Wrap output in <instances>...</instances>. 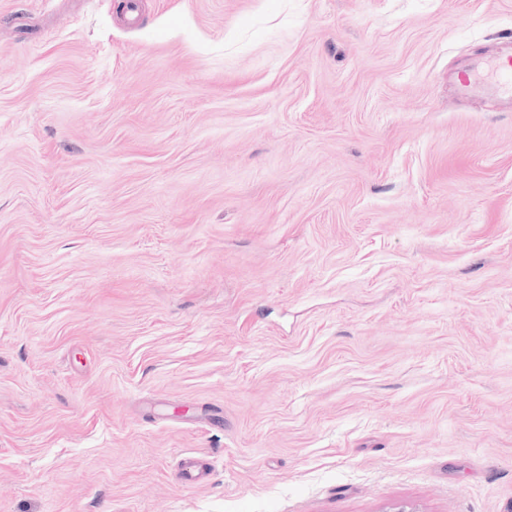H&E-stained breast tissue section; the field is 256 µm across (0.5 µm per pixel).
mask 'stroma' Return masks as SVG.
I'll use <instances>...</instances> for the list:
<instances>
[{
    "instance_id": "1",
    "label": "stroma",
    "mask_w": 512,
    "mask_h": 512,
    "mask_svg": "<svg viewBox=\"0 0 512 512\" xmlns=\"http://www.w3.org/2000/svg\"><path fill=\"white\" fill-rule=\"evenodd\" d=\"M119 3L0 0V512H512V0ZM491 90L512 103V59L507 56L494 58L486 63V73L480 78L464 79L457 83L461 96H469L482 90Z\"/></svg>"
}]
</instances>
